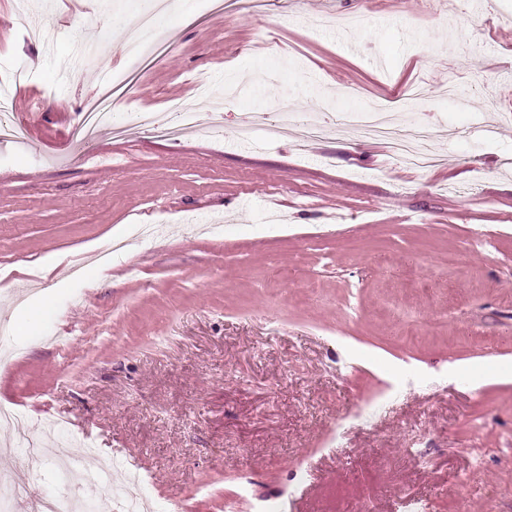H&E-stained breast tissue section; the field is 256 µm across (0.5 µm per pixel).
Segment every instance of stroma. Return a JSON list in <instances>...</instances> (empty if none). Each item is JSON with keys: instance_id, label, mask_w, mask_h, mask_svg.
<instances>
[{"instance_id": "1", "label": "stroma", "mask_w": 512, "mask_h": 512, "mask_svg": "<svg viewBox=\"0 0 512 512\" xmlns=\"http://www.w3.org/2000/svg\"><path fill=\"white\" fill-rule=\"evenodd\" d=\"M457 2L175 0V51L133 65L128 0H0V62L34 72L27 139H0V298L35 287L0 314V402L115 464L88 485L44 454L33 497L100 512L127 471L154 512H512V0ZM111 74L125 133L76 151ZM389 95L435 167L341 125ZM177 104L180 140L137 127ZM177 122L171 127L155 126L151 113L142 112L139 114L140 126L150 128L151 130L161 134L162 136L177 137L182 132L191 130L198 125V114L185 108H178Z\"/></svg>"}]
</instances>
